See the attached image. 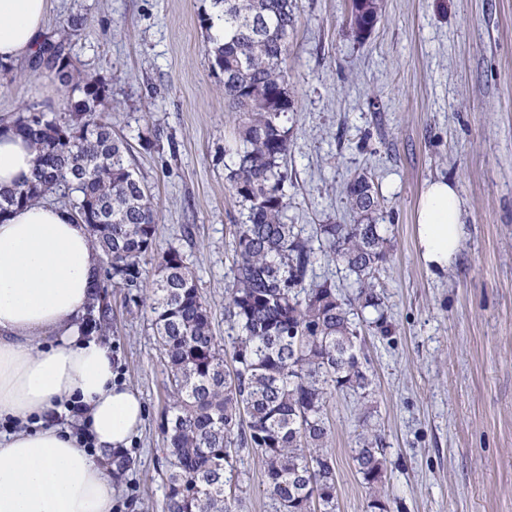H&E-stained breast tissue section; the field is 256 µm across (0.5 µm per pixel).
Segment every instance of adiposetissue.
Masks as SVG:
<instances>
[{
	"label": "adipose tissue",
	"mask_w": 512,
	"mask_h": 512,
	"mask_svg": "<svg viewBox=\"0 0 512 512\" xmlns=\"http://www.w3.org/2000/svg\"><path fill=\"white\" fill-rule=\"evenodd\" d=\"M50 0H0V64L34 58ZM29 142L0 123V188L28 179ZM451 180L427 182L417 204L418 252L441 276L464 238ZM101 267L87 225L61 207L36 204L0 219V512H112L117 481L103 452L126 448L146 416L139 394L120 384L112 349L79 323ZM76 398V425L44 414Z\"/></svg>",
	"instance_id": "adipose-tissue-1"
}]
</instances>
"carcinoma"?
Segmentation results:
<instances>
[{"mask_svg": "<svg viewBox=\"0 0 512 512\" xmlns=\"http://www.w3.org/2000/svg\"><path fill=\"white\" fill-rule=\"evenodd\" d=\"M295 9V0H212L214 62L224 72V102L240 117L226 179L248 210L246 223L233 228L228 313L237 328L236 367L232 376L224 370L223 348L184 255L176 248L162 252L148 307L173 397L162 425L164 512H232L226 488L237 443L260 450L276 512H336L326 404L338 391L365 399L373 385L353 309L374 314L371 324L389 333L378 282L389 239L374 223L381 199L368 172L354 173L346 184L354 223L322 224L313 237L287 223L282 161L290 140L283 117L293 102L283 63ZM382 9L383 0H350L351 35L370 36ZM70 36L65 30L44 43L35 63L56 72L80 98L63 117L27 112L14 119L36 157L29 180L0 191V218L58 194L69 200L73 218L88 225L102 263L96 322L82 325L89 336L109 328L108 289L142 287L143 264L154 255L158 205L129 168L127 146L95 120L107 89L72 64ZM322 257L352 277L350 296L332 281H313ZM370 419L362 421L352 459L368 489L369 512H388L384 436Z\"/></svg>", "mask_w": 512, "mask_h": 512, "instance_id": "carcinoma-1", "label": "carcinoma"}]
</instances>
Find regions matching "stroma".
Instances as JSON below:
<instances>
[{
	"instance_id": "obj_1",
	"label": "stroma",
	"mask_w": 512,
	"mask_h": 512,
	"mask_svg": "<svg viewBox=\"0 0 512 512\" xmlns=\"http://www.w3.org/2000/svg\"><path fill=\"white\" fill-rule=\"evenodd\" d=\"M45 35L78 21L71 56L107 84L97 111L131 146L128 161L159 205L157 250L178 248L230 345L234 225L246 211L226 180L237 127L208 52L210 0H50ZM349 0H298L288 38L285 125L289 223L304 234L349 224L350 173L370 172L392 244L379 282L389 335L364 333L375 375L368 407L339 392L327 404L336 512H367L352 461L364 410L385 437L389 512H512V0H384L365 41L345 27ZM68 109L58 79L24 60L0 71V121ZM456 185L461 250L433 277L417 249L426 182ZM143 289L110 291L121 383L146 418L114 512H163L161 420L170 385ZM235 512H275L261 454L239 448Z\"/></svg>"
}]
</instances>
